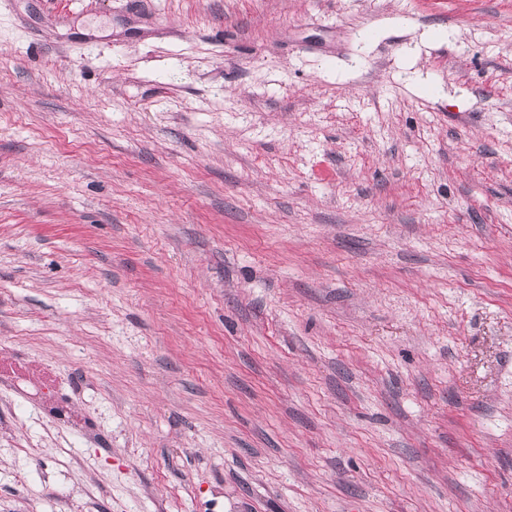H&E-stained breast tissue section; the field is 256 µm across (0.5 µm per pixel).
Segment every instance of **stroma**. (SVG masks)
<instances>
[{"label":"stroma","mask_w":512,"mask_h":512,"mask_svg":"<svg viewBox=\"0 0 512 512\" xmlns=\"http://www.w3.org/2000/svg\"><path fill=\"white\" fill-rule=\"evenodd\" d=\"M0 512H512V0H0Z\"/></svg>","instance_id":"obj_1"}]
</instances>
